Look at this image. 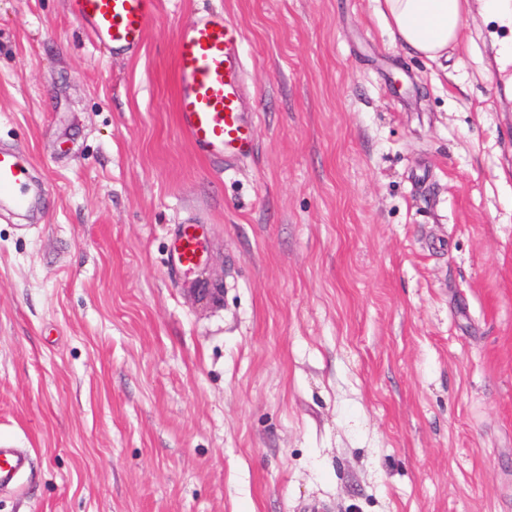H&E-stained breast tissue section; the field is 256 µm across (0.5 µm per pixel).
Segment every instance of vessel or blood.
Segmentation results:
<instances>
[{"mask_svg":"<svg viewBox=\"0 0 512 512\" xmlns=\"http://www.w3.org/2000/svg\"><path fill=\"white\" fill-rule=\"evenodd\" d=\"M71 15L95 41L116 56L136 54L158 20V0H67ZM241 27L223 11H202L180 27L174 48L177 126L192 151L204 160H223L231 167L248 159L255 145V119L244 109L245 63L239 48ZM44 187L32 184L20 151L0 147V208H42ZM200 237L184 223L175 238L171 261L191 269L200 260ZM27 453L0 442V487L17 483L27 470Z\"/></svg>","mask_w":512,"mask_h":512,"instance_id":"b4317fda","label":"vessel or blood"}]
</instances>
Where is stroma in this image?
Segmentation results:
<instances>
[{
	"mask_svg": "<svg viewBox=\"0 0 512 512\" xmlns=\"http://www.w3.org/2000/svg\"><path fill=\"white\" fill-rule=\"evenodd\" d=\"M245 31L256 148L198 158L178 28ZM472 11L438 61L377 0H160L116 58L0 0V512H512V89ZM204 272L169 262L186 218ZM222 282L218 300L195 285ZM45 186L31 183L29 169L20 151L13 147H0V208L34 211L43 207ZM30 459L27 453L10 444L0 442V487L17 483L27 470Z\"/></svg>",
	"mask_w": 512,
	"mask_h": 512,
	"instance_id": "stroma-1",
	"label": "stroma"
}]
</instances>
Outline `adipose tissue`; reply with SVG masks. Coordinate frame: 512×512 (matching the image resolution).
<instances>
[{
  "label": "adipose tissue",
  "instance_id": "obj_1",
  "mask_svg": "<svg viewBox=\"0 0 512 512\" xmlns=\"http://www.w3.org/2000/svg\"><path fill=\"white\" fill-rule=\"evenodd\" d=\"M472 0H383L394 40L410 53L437 59L458 42Z\"/></svg>",
  "mask_w": 512,
  "mask_h": 512
}]
</instances>
